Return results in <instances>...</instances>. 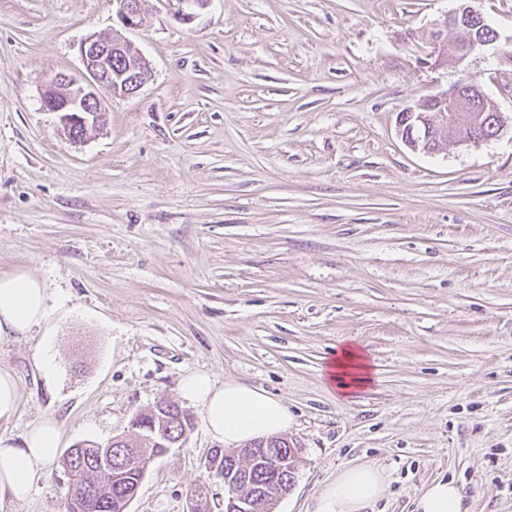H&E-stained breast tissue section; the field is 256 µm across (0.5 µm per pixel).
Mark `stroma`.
I'll return each mask as SVG.
<instances>
[{
    "label": "stroma",
    "instance_id": "35a3bbf8",
    "mask_svg": "<svg viewBox=\"0 0 512 512\" xmlns=\"http://www.w3.org/2000/svg\"><path fill=\"white\" fill-rule=\"evenodd\" d=\"M457 0H211L183 22L142 0L129 38L151 66L104 126L63 135L41 93L109 36L112 0H0V274L46 291L47 320L0 337L18 385L0 435L43 417L62 449L107 442L206 371L288 408L299 447L276 512H314L337 472L388 478L374 512L453 481L474 512H512V122L430 155L398 112L457 81L423 60ZM442 38L454 48L459 34ZM512 119V67L469 68ZM357 342L374 381L345 399L324 367ZM44 349L50 372L32 361ZM129 512H189L218 440L201 407ZM60 461L0 512H65Z\"/></svg>",
    "mask_w": 512,
    "mask_h": 512
}]
</instances>
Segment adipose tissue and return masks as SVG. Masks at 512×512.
I'll list each match as a JSON object with an SVG mask.
<instances>
[{
    "label": "adipose tissue",
    "mask_w": 512,
    "mask_h": 512,
    "mask_svg": "<svg viewBox=\"0 0 512 512\" xmlns=\"http://www.w3.org/2000/svg\"><path fill=\"white\" fill-rule=\"evenodd\" d=\"M47 318L46 294L27 272L0 275V337L26 334ZM338 395L352 397L372 384V367L364 350L352 343L337 347L325 369ZM181 398L201 406L209 434L225 446L239 447L261 437L286 432L290 415L280 399L235 381L217 384L205 372L185 375ZM60 444V429L46 419L21 443L0 437V495L24 499L36 473L52 462ZM387 489L382 470L369 464L337 473L317 498L316 512H366ZM414 512H474L451 481L429 482L414 500Z\"/></svg>",
    "instance_id": "obj_1"
}]
</instances>
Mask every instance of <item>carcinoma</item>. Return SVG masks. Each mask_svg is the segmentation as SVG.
Returning a JSON list of instances; mask_svg holds the SVG:
<instances>
[{
	"mask_svg": "<svg viewBox=\"0 0 512 512\" xmlns=\"http://www.w3.org/2000/svg\"><path fill=\"white\" fill-rule=\"evenodd\" d=\"M195 426L193 415L172 402H158L135 415L131 434L116 436L105 445L86 440L63 459L67 512H127L154 460L181 447ZM285 460L274 473L264 463L268 453ZM297 450L282 437L255 440L229 454L222 448L204 463V481L190 490L195 501L211 480L234 486L235 496L249 503V512H273L275 504L264 495L269 481L295 480Z\"/></svg>",
	"mask_w": 512,
	"mask_h": 512,
	"instance_id": "cac0c4a2",
	"label": "carcinoma"
}]
</instances>
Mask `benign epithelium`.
<instances>
[{"mask_svg":"<svg viewBox=\"0 0 512 512\" xmlns=\"http://www.w3.org/2000/svg\"><path fill=\"white\" fill-rule=\"evenodd\" d=\"M208 0H180V18L190 21L196 11L206 6ZM118 28L109 37L90 35L80 44L79 52L84 67L82 78L68 73H59L54 78L55 94L41 96L44 110L59 114L61 129L70 140L79 138L70 134L75 123L87 130L104 124L108 108L106 96H129L137 93L147 82L146 74L151 72L149 62L139 50L125 58V70L117 72L112 68V56L124 53L130 44L125 32L142 25L141 0H114ZM471 18L480 27H485L482 14L470 0H461L451 13L435 21L438 33L454 28L465 18ZM500 35L487 39L477 37L466 44L456 59V64L469 66L487 54L500 55ZM431 99L438 102L436 111H422L419 101L399 112L396 118L397 133L404 143L414 151L436 154L448 148V143L479 146L489 138L476 132L481 114L473 102L485 100L480 84L466 72L454 84L439 87Z\"/></svg>","mask_w":512,"mask_h":512,"instance_id":"1","label":"benign epithelium"}]
</instances>
